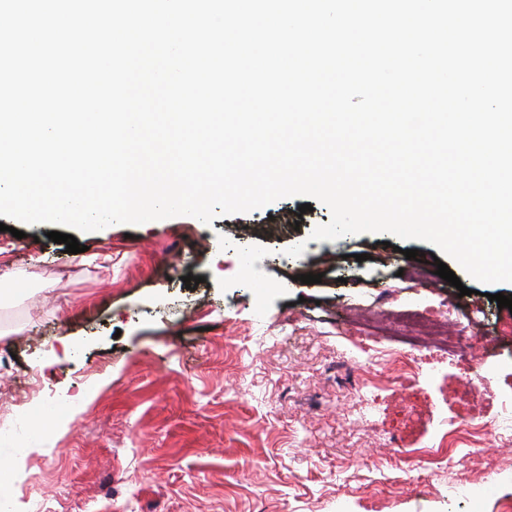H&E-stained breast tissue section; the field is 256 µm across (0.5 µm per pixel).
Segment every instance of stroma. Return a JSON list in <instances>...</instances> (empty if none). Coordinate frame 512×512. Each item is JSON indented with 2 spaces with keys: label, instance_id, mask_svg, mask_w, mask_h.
I'll list each match as a JSON object with an SVG mask.
<instances>
[{
  "label": "stroma",
  "instance_id": "stroma-1",
  "mask_svg": "<svg viewBox=\"0 0 512 512\" xmlns=\"http://www.w3.org/2000/svg\"><path fill=\"white\" fill-rule=\"evenodd\" d=\"M289 197L205 224L178 216L111 224L76 238L95 260L49 240L50 225L0 232V417L26 427L59 398L70 411L22 478H0L6 512H499L512 502V448H448L429 484L396 480L399 455L425 453L451 417L491 423L512 400V310L450 263L470 293L440 278L437 247L383 234L292 242L329 223L320 202ZM244 252L215 250L227 230ZM420 259H406V249ZM321 275L318 284L299 282ZM201 284L185 286V275ZM460 285V286H461ZM454 302L474 332L469 355L416 357L425 380L396 383L368 363L361 337L404 350L409 328L378 329L373 312L401 299ZM485 367L476 371L473 358ZM481 484L482 498L456 488Z\"/></svg>",
  "mask_w": 512,
  "mask_h": 512
}]
</instances>
